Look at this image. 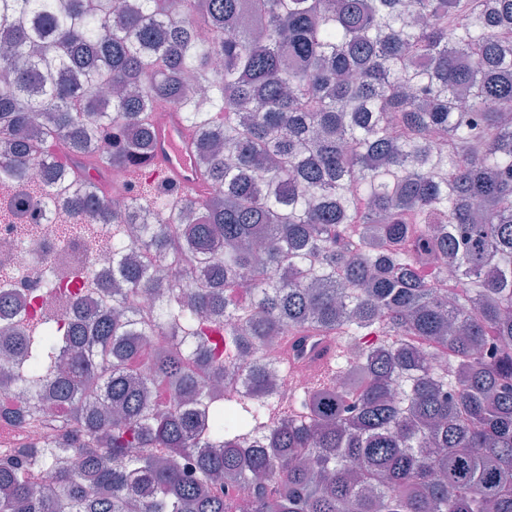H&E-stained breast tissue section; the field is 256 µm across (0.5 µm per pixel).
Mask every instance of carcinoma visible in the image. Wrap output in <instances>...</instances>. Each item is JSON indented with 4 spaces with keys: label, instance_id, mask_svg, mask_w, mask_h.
<instances>
[{
    "label": "carcinoma",
    "instance_id": "obj_1",
    "mask_svg": "<svg viewBox=\"0 0 512 512\" xmlns=\"http://www.w3.org/2000/svg\"><path fill=\"white\" fill-rule=\"evenodd\" d=\"M0 32V190L114 223L75 325L0 290V392L56 405L0 512H512V0H0ZM159 101L200 193L136 168ZM286 331L345 338L300 419L233 361Z\"/></svg>",
    "mask_w": 512,
    "mask_h": 512
}]
</instances>
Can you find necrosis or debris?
<instances>
[{
    "label": "necrosis or debris",
    "instance_id": "obj_1",
    "mask_svg": "<svg viewBox=\"0 0 512 512\" xmlns=\"http://www.w3.org/2000/svg\"><path fill=\"white\" fill-rule=\"evenodd\" d=\"M17 209L22 213L17 224H0V271L7 273L9 288L22 297L43 294L45 312L54 314L58 328L73 321L88 303V291L75 290L70 266L89 271L100 279L112 270L108 224H47L39 210L23 195L0 197V210ZM54 292L44 293L46 282Z\"/></svg>",
    "mask_w": 512,
    "mask_h": 512
}]
</instances>
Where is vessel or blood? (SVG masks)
I'll return each mask as SVG.
<instances>
[{
  "label": "vessel or blood",
  "instance_id": "vessel-or-blood-1",
  "mask_svg": "<svg viewBox=\"0 0 512 512\" xmlns=\"http://www.w3.org/2000/svg\"><path fill=\"white\" fill-rule=\"evenodd\" d=\"M190 141L191 133L177 113H169L166 122L156 126L154 148L146 161L153 182L185 191L198 187L200 178L190 158Z\"/></svg>",
  "mask_w": 512,
  "mask_h": 512
}]
</instances>
